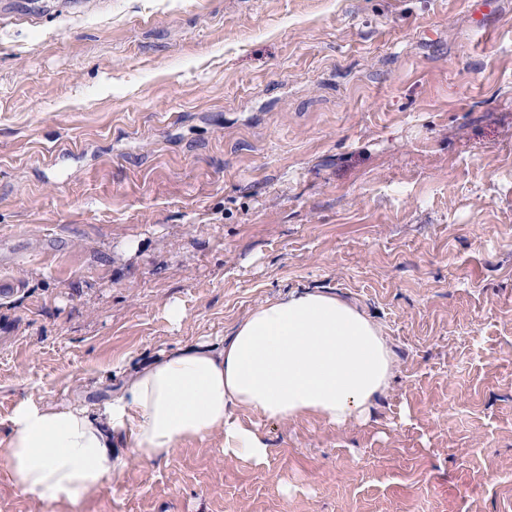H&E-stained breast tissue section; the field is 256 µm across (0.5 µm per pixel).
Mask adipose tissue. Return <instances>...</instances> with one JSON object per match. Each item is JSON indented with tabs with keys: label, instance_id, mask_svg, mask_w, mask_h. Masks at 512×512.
Here are the masks:
<instances>
[{
	"label": "adipose tissue",
	"instance_id": "obj_1",
	"mask_svg": "<svg viewBox=\"0 0 512 512\" xmlns=\"http://www.w3.org/2000/svg\"><path fill=\"white\" fill-rule=\"evenodd\" d=\"M113 368L124 382L94 407L30 399L15 405L4 448L21 494L72 502L117 476L126 456L153 461L216 431L225 455L264 463L263 435L239 422L237 411L343 425L365 414L395 363L367 314L305 289L266 301L230 336L162 353L142 367L120 360ZM116 436L128 454L113 451Z\"/></svg>",
	"mask_w": 512,
	"mask_h": 512
}]
</instances>
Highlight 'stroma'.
Listing matches in <instances>:
<instances>
[{"mask_svg":"<svg viewBox=\"0 0 512 512\" xmlns=\"http://www.w3.org/2000/svg\"><path fill=\"white\" fill-rule=\"evenodd\" d=\"M1 276L0 439L295 289L396 370L243 415L258 466L216 432L49 505L0 459V512H512V0H0Z\"/></svg>","mask_w":512,"mask_h":512,"instance_id":"1","label":"stroma"}]
</instances>
